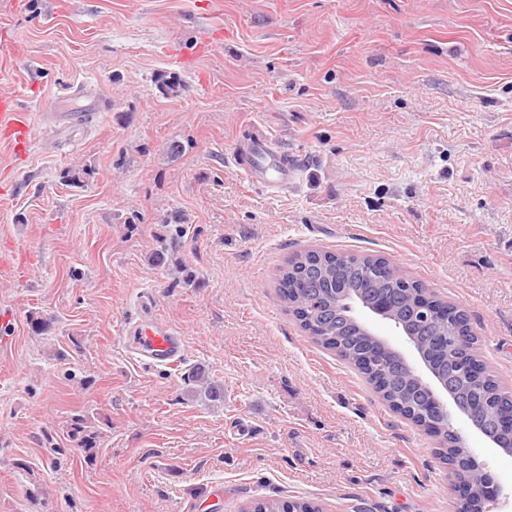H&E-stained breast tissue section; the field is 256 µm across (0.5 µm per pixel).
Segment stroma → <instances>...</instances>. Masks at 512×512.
<instances>
[{"label": "stroma", "mask_w": 512, "mask_h": 512, "mask_svg": "<svg viewBox=\"0 0 512 512\" xmlns=\"http://www.w3.org/2000/svg\"><path fill=\"white\" fill-rule=\"evenodd\" d=\"M0 57L34 138L0 152V512H456L437 438L312 342L277 275L386 257L512 386V0H0ZM80 84L108 112L55 130ZM249 123L299 159L281 193L233 163ZM144 300L180 364L129 358ZM453 425L512 488V454Z\"/></svg>", "instance_id": "obj_1"}]
</instances>
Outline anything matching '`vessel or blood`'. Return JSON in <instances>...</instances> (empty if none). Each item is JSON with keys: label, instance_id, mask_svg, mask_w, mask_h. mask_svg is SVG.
I'll use <instances>...</instances> for the list:
<instances>
[{"label": "vessel or blood", "instance_id": "1", "mask_svg": "<svg viewBox=\"0 0 512 512\" xmlns=\"http://www.w3.org/2000/svg\"><path fill=\"white\" fill-rule=\"evenodd\" d=\"M74 94L86 100V107L78 112L56 113L59 123L83 126L107 108L106 100L93 96L88 89L75 88ZM0 147L12 160L27 156L31 148L28 113L22 111L16 98L3 94H0ZM233 158L251 184L272 191L286 188L300 174L295 157L258 124L245 127L239 134ZM122 340L136 361L146 365L175 366L186 355L184 338L179 330L143 315L123 323Z\"/></svg>", "mask_w": 512, "mask_h": 512}]
</instances>
